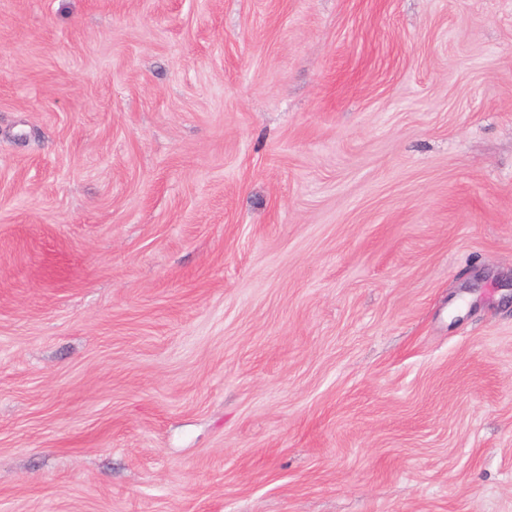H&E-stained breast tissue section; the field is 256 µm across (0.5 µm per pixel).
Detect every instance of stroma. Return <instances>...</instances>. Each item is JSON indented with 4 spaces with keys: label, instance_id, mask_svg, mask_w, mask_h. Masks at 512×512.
Returning <instances> with one entry per match:
<instances>
[{
    "label": "stroma",
    "instance_id": "35a3bbf8",
    "mask_svg": "<svg viewBox=\"0 0 512 512\" xmlns=\"http://www.w3.org/2000/svg\"><path fill=\"white\" fill-rule=\"evenodd\" d=\"M0 512H512V0H0Z\"/></svg>",
    "mask_w": 512,
    "mask_h": 512
}]
</instances>
